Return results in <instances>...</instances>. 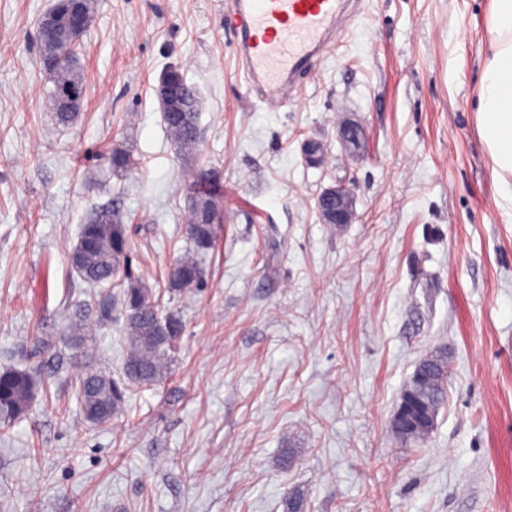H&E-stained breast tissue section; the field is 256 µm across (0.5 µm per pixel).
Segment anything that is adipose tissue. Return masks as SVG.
Returning <instances> with one entry per match:
<instances>
[{
	"instance_id": "1",
	"label": "adipose tissue",
	"mask_w": 512,
	"mask_h": 512,
	"mask_svg": "<svg viewBox=\"0 0 512 512\" xmlns=\"http://www.w3.org/2000/svg\"><path fill=\"white\" fill-rule=\"evenodd\" d=\"M485 32L477 122L512 204V0H493Z\"/></svg>"
}]
</instances>
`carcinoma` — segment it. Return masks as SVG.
<instances>
[{"label":"carcinoma","mask_w":512,"mask_h":512,"mask_svg":"<svg viewBox=\"0 0 512 512\" xmlns=\"http://www.w3.org/2000/svg\"><path fill=\"white\" fill-rule=\"evenodd\" d=\"M82 26L73 30L62 22H53L39 29V41L47 56L57 59L48 72L52 84L51 99L58 125L66 128L76 118L86 94L83 78L75 65L80 41L91 22L92 0L81 4ZM170 139L184 159L198 149V116L201 101L197 89L188 82L180 66L165 70L156 89ZM112 171L120 173L132 166L130 155L121 147L112 148ZM188 188L191 209L187 220L189 246L172 263L164 275V290L173 295L202 281V257L213 246L220 201L208 185V178L190 169ZM132 244L120 211L102 208L81 225L71 263L78 276L90 287L104 283L117 289V298L124 314L122 327L126 341L123 377L112 378L106 372H93L79 382L78 398L86 421L107 426L122 414L127 391L151 386L162 381L171 366L172 353L185 331L178 312L163 303V295L140 281L121 274L128 262ZM112 307L107 302L97 308L75 310L67 314L69 336L80 340L93 326L111 319ZM11 364L0 370V430L9 427L24 415L40 386L39 366L19 369L13 364L15 353L5 354ZM426 379L419 383L410 379L404 393L412 392L422 401L439 408L446 397L448 354L439 351L421 361ZM430 429L412 427L395 432L405 444L425 439Z\"/></svg>","instance_id":"obj_1"}]
</instances>
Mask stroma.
Wrapping results in <instances>:
<instances>
[{"instance_id": "stroma-1", "label": "stroma", "mask_w": 512, "mask_h": 512, "mask_svg": "<svg viewBox=\"0 0 512 512\" xmlns=\"http://www.w3.org/2000/svg\"><path fill=\"white\" fill-rule=\"evenodd\" d=\"M0 0V355L67 338L104 301L70 263L81 224L118 208L130 274L150 286L187 239L184 160L155 87L184 66L201 97L192 163L224 192L203 279L169 300L186 331L167 378L107 427L77 387L119 376L123 319L43 358L29 411L0 431V512H512V206L476 123L491 0H365L284 109L247 97L232 0H93L77 49L87 93L54 118L40 18ZM347 116L358 151L336 137ZM330 159L308 167L304 140ZM121 144L135 168L115 175ZM353 223H323L325 188ZM450 360L425 441L392 429L417 363ZM352 190L344 183L327 189L320 198L319 206L324 220L336 224H350L355 219Z\"/></svg>"}]
</instances>
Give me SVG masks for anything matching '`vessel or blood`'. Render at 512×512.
<instances>
[{
    "label": "vessel or blood",
    "mask_w": 512,
    "mask_h": 512,
    "mask_svg": "<svg viewBox=\"0 0 512 512\" xmlns=\"http://www.w3.org/2000/svg\"><path fill=\"white\" fill-rule=\"evenodd\" d=\"M353 19L349 0H234L224 24L235 36L250 95L278 109Z\"/></svg>",
    "instance_id": "obj_1"
}]
</instances>
